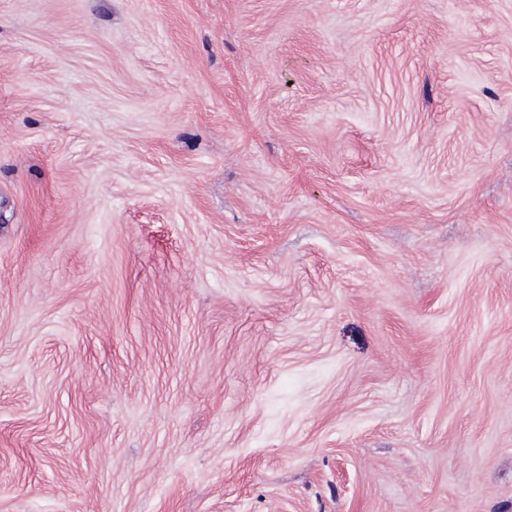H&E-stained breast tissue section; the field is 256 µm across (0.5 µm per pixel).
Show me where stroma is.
I'll return each instance as SVG.
<instances>
[{
    "label": "stroma",
    "instance_id": "stroma-1",
    "mask_svg": "<svg viewBox=\"0 0 512 512\" xmlns=\"http://www.w3.org/2000/svg\"><path fill=\"white\" fill-rule=\"evenodd\" d=\"M0 512H512V0H0Z\"/></svg>",
    "mask_w": 512,
    "mask_h": 512
}]
</instances>
